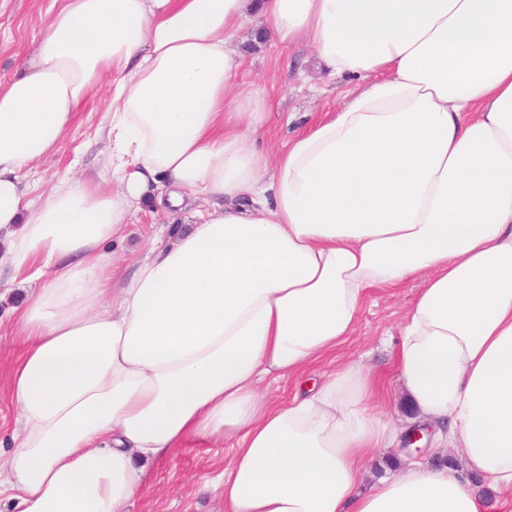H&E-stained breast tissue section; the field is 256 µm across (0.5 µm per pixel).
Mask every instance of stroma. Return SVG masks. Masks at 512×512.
Listing matches in <instances>:
<instances>
[{
  "instance_id": "obj_1",
  "label": "stroma",
  "mask_w": 512,
  "mask_h": 512,
  "mask_svg": "<svg viewBox=\"0 0 512 512\" xmlns=\"http://www.w3.org/2000/svg\"><path fill=\"white\" fill-rule=\"evenodd\" d=\"M62 0H0V82H8L27 64L50 10ZM243 56L241 89L264 86L275 99V109L255 139L257 144L280 147L297 132L312 126L323 113L341 102L345 80L329 77L308 42L286 49L270 45L257 34L254 24H245L233 43ZM112 87L100 86L78 113L74 126L66 132L60 153L48 156L36 171L23 180L31 196L57 185L65 169L96 178L106 174V126L111 110ZM198 203L189 211L165 216L151 204L136 211L123 241L110 243L109 253L131 263L147 249L159 225L181 224L191 219ZM423 283L411 279L393 288H375L350 336L337 347V360L362 361L383 377L380 410L399 433L410 427V413L398 400L394 382L395 348L398 331L407 310ZM24 297L19 281L9 272L0 273V452L8 453L16 444L15 410L6 388L11 363L22 347L11 334L13 311ZM233 450L230 445L198 442L175 449L152 466L153 483L139 495L131 512H223L224 502L212 489L210 479L223 468Z\"/></svg>"
}]
</instances>
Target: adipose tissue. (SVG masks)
Listing matches in <instances>:
<instances>
[{
    "label": "adipose tissue",
    "instance_id": "obj_1",
    "mask_svg": "<svg viewBox=\"0 0 512 512\" xmlns=\"http://www.w3.org/2000/svg\"><path fill=\"white\" fill-rule=\"evenodd\" d=\"M253 16L353 82L275 155L247 142L273 103L239 90L231 47ZM107 80L111 182L68 170L30 199L23 178ZM189 197L196 222L114 264L141 204ZM1 266L40 282L7 380L13 512H128L194 439L234 444L211 481L224 512H484L467 475L512 494V0H64L0 84ZM416 277L397 379L461 456L366 488L395 440L376 372L332 366L285 404L260 386L332 354L369 289Z\"/></svg>",
    "mask_w": 512,
    "mask_h": 512
}]
</instances>
